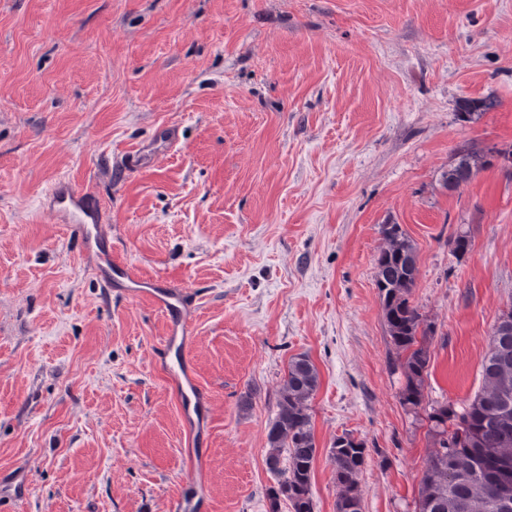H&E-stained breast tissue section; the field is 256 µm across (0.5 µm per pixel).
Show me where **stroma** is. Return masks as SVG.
Returning <instances> with one entry per match:
<instances>
[{
  "label": "stroma",
  "instance_id": "1",
  "mask_svg": "<svg viewBox=\"0 0 512 512\" xmlns=\"http://www.w3.org/2000/svg\"><path fill=\"white\" fill-rule=\"evenodd\" d=\"M464 146L482 166L447 189ZM508 149L512 0H0V474L27 512H170L193 477L151 355L164 316L104 296L37 206L64 175L104 203L113 257L196 297L211 512H270L267 433L299 354L320 377L314 512H336L346 433L362 512H414L427 416L482 389L512 304ZM389 221L434 326L415 409L376 285ZM330 455L335 467L336 484L340 487L336 512H361L357 478L366 460L365 443L349 434L336 437Z\"/></svg>",
  "mask_w": 512,
  "mask_h": 512
}]
</instances>
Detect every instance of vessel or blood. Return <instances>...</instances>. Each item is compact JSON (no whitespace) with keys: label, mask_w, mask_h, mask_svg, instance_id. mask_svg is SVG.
<instances>
[{"label":"vessel or blood","mask_w":512,"mask_h":512,"mask_svg":"<svg viewBox=\"0 0 512 512\" xmlns=\"http://www.w3.org/2000/svg\"><path fill=\"white\" fill-rule=\"evenodd\" d=\"M42 204L52 212L57 223L73 231L80 255L96 268L104 289L133 298H149L164 315L167 328L153 346V361L178 398L180 423L190 439L208 432L210 397L198 382L192 365L193 317L183 290L169 287L158 278H141L129 264L113 259L112 240L102 231L96 198L85 189L59 181ZM194 468L196 477L189 493L175 500L171 512H208L209 497L203 488L205 460L196 459Z\"/></svg>","instance_id":"b4317fda"}]
</instances>
